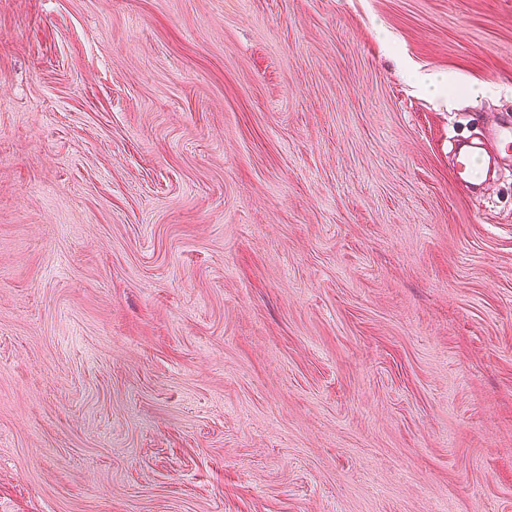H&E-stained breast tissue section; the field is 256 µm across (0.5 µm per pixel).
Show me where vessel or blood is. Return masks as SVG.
I'll list each match as a JSON object with an SVG mask.
<instances>
[{"instance_id": "1", "label": "vessel or blood", "mask_w": 512, "mask_h": 512, "mask_svg": "<svg viewBox=\"0 0 512 512\" xmlns=\"http://www.w3.org/2000/svg\"><path fill=\"white\" fill-rule=\"evenodd\" d=\"M487 144L457 142L456 178L471 186L483 185L497 158H512V122L500 121L490 126Z\"/></svg>"}]
</instances>
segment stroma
Returning a JSON list of instances; mask_svg holds the SVG:
<instances>
[{
    "instance_id": "35a3bbf8",
    "label": "stroma",
    "mask_w": 512,
    "mask_h": 512,
    "mask_svg": "<svg viewBox=\"0 0 512 512\" xmlns=\"http://www.w3.org/2000/svg\"><path fill=\"white\" fill-rule=\"evenodd\" d=\"M506 115L512 0H0V512H512ZM487 139L495 150L490 153L482 143L457 141L455 144L456 179L470 186H481L487 180L496 158H512V122L500 121L490 126Z\"/></svg>"
}]
</instances>
